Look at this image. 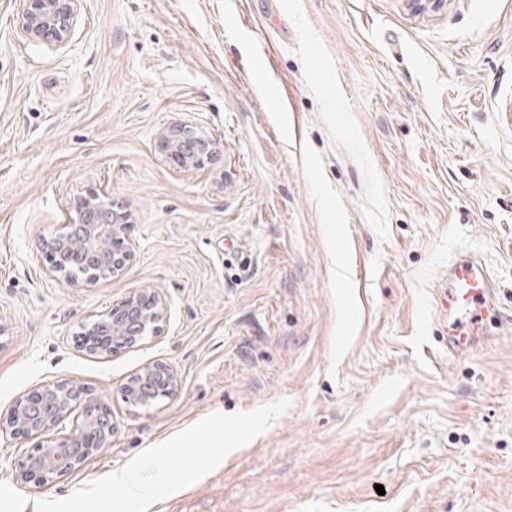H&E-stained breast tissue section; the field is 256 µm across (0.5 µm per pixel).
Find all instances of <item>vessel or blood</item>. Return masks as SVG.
Segmentation results:
<instances>
[{"instance_id": "1", "label": "vessel or blood", "mask_w": 512, "mask_h": 512, "mask_svg": "<svg viewBox=\"0 0 512 512\" xmlns=\"http://www.w3.org/2000/svg\"><path fill=\"white\" fill-rule=\"evenodd\" d=\"M439 293L448 310L449 353L470 354L496 322V288L486 264L473 251L456 250Z\"/></svg>"}]
</instances>
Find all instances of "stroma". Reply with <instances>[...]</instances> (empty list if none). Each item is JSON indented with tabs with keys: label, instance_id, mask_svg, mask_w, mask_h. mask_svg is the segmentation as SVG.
I'll return each instance as SVG.
<instances>
[{
	"label": "stroma",
	"instance_id": "stroma-1",
	"mask_svg": "<svg viewBox=\"0 0 512 512\" xmlns=\"http://www.w3.org/2000/svg\"><path fill=\"white\" fill-rule=\"evenodd\" d=\"M0 0V413L68 379L106 405L110 448L22 485L0 436V512H35L213 412L287 398L271 428L148 512H512V332L448 352L438 289L479 253L512 315V0H82L70 40ZM214 160L162 159L161 130ZM131 213L117 279L50 277L40 243L88 190ZM169 302L116 355L82 324ZM161 359L179 395L121 389ZM383 492H376V485ZM158 148L168 161L187 170L204 166L216 153L215 143L204 131L183 124L162 131Z\"/></svg>",
	"mask_w": 512,
	"mask_h": 512
}]
</instances>
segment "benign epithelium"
<instances>
[{"label":"benign epithelium","instance_id":"obj_1","mask_svg":"<svg viewBox=\"0 0 512 512\" xmlns=\"http://www.w3.org/2000/svg\"><path fill=\"white\" fill-rule=\"evenodd\" d=\"M79 2L25 0L18 22L20 36L55 45L66 43ZM158 148L167 160L187 170L204 166L216 153L215 143L204 131L183 124L162 131ZM105 198L104 192L97 191L74 199L62 224L64 231L43 238L42 249L51 258L49 276L78 284V276L63 267L78 251L88 266L101 254L112 253L109 265L85 278L86 282L113 280L124 274L134 252L126 238L130 215L119 207L104 206ZM167 312V300L158 292H135L83 326L81 336L92 337L84 341V349L93 354H117L139 347L147 337L161 331ZM180 390L177 370L162 360H152L127 380L123 395L131 406L145 408L148 396L158 392L164 397H175ZM79 406L83 407L82 420L74 432L59 439L50 437V431ZM114 432L110 411L90 403L87 388L70 380L38 385L15 399L6 412V420L0 421V434L32 442V450L15 465L14 477L22 485H44L69 475L90 457L110 447Z\"/></svg>","mask_w":512,"mask_h":512}]
</instances>
